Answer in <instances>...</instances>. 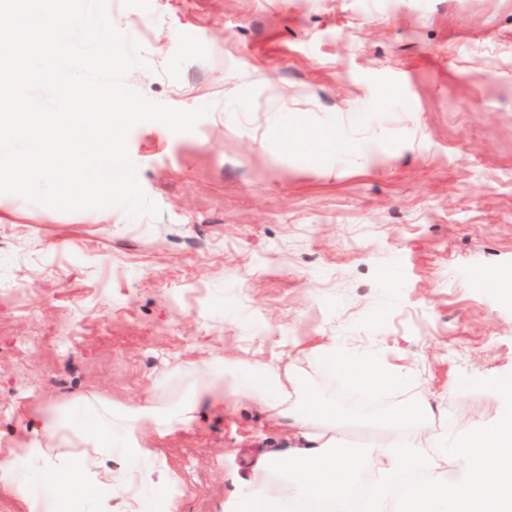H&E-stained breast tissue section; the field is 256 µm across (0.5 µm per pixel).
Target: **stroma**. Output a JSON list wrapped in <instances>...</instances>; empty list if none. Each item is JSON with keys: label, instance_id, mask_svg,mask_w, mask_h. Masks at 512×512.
Wrapping results in <instances>:
<instances>
[{"label": "stroma", "instance_id": "1", "mask_svg": "<svg viewBox=\"0 0 512 512\" xmlns=\"http://www.w3.org/2000/svg\"><path fill=\"white\" fill-rule=\"evenodd\" d=\"M127 84L194 131L128 137L160 208L63 213L0 194V456L39 415L176 404L200 358L291 366L370 420L422 398L438 429L512 382V0H108ZM335 131L316 157L286 144ZM406 372L372 408L309 349ZM455 393H448L449 385ZM279 430L250 403L150 438L179 512H224Z\"/></svg>", "mask_w": 512, "mask_h": 512}]
</instances>
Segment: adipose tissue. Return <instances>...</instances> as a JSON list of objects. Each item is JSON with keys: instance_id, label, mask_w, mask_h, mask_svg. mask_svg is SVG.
Returning <instances> with one entry per match:
<instances>
[{"instance_id": "ef3b65f1", "label": "adipose tissue", "mask_w": 512, "mask_h": 512, "mask_svg": "<svg viewBox=\"0 0 512 512\" xmlns=\"http://www.w3.org/2000/svg\"><path fill=\"white\" fill-rule=\"evenodd\" d=\"M321 359L355 389L385 390L398 377L369 360H351L326 347ZM190 397L173 409L143 403L124 408L122 437L127 466L112 471L110 414L98 429L65 426L52 418L32 430L0 460V494L19 498L28 512H60L76 495V479L90 476L100 495L80 499L82 512H104V495L127 501V512H146L141 489L165 492L174 480L146 437L168 435L191 424L200 403L217 407L226 398L245 400L284 431V447L259 456L225 512H277L284 502L317 503L324 512H351L358 481L372 475L370 499L362 512H512V387L496 385L487 394L494 413L454 435L435 429L443 414L427 400L401 407L369 423L365 448L341 439L348 421L316 393L299 396L289 370L264 362L247 366L207 358ZM40 493H33V484Z\"/></svg>"}]
</instances>
